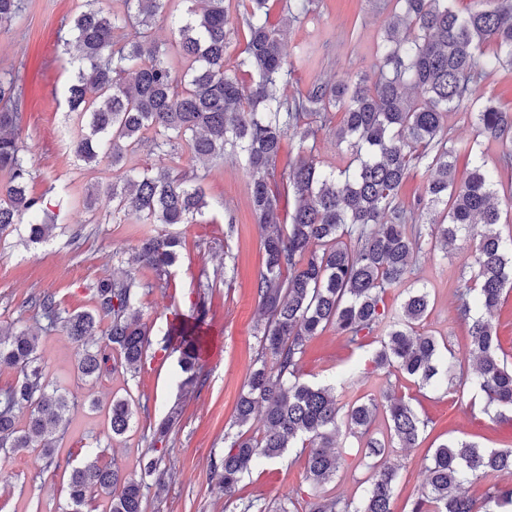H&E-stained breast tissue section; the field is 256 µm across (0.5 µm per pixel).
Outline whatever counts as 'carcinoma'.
Wrapping results in <instances>:
<instances>
[{
	"label": "carcinoma",
	"mask_w": 512,
	"mask_h": 512,
	"mask_svg": "<svg viewBox=\"0 0 512 512\" xmlns=\"http://www.w3.org/2000/svg\"><path fill=\"white\" fill-rule=\"evenodd\" d=\"M96 2L83 0L65 40L73 73L67 103L84 121L70 149L88 166L106 161L112 167V218L197 222L211 206L201 179L174 173L165 160L185 150L206 169L231 150L243 158L252 214L263 229L256 283L265 319L261 353L248 372L233 425L245 427L258 417L264 432L258 438L233 435L212 478L233 501L255 462L297 448L315 491L336 477V437L344 426L377 458L374 473L359 501L316 494L306 502L307 512H393L398 472L388 463V449L416 447L428 422L390 388L381 404L358 399L344 409L334 388L300 381L298 368L307 343L331 327L356 349L379 344L373 362L380 371L396 369L421 388L446 385L459 392L473 385L486 397V412L500 416L512 409V361L492 323L504 291L512 290V236L506 239L499 230L496 171L480 163L457 184L461 147L445 128L448 113L469 111L477 136L512 149V114L480 94L487 69H512V0H487V6L473 8L458 6V0H386L391 17L372 75L317 81L292 96L285 94L291 74L286 28L314 13L316 0H285L287 16L277 27L269 21V0H248L240 21L245 43L234 71L224 69L231 35L225 0H185L189 7L173 17L169 45L155 39L152 25L173 0H124L121 13ZM23 9V0H0V23L18 18ZM491 45L494 53L487 57ZM240 72L250 76V84ZM15 89V77L1 74L0 173L7 179L0 181V240L25 220L27 242L40 244L53 238L56 225L40 217V201L29 194L32 172L20 145ZM338 113L333 134L348 158L344 168L323 170L310 157L277 171L285 137L302 144L315 140ZM145 132L152 133L159 165L128 169L125 155L139 149ZM421 166L429 177L407 207L399 190ZM278 180L294 199L285 231L280 195L272 189ZM462 234L472 237L475 252L474 275L460 307L470 366L447 344L418 331L430 298L425 287L411 284L425 240L446 251ZM181 247L177 233L147 235L134 261L161 277L178 262ZM142 288L132 270L119 267L92 285L90 310L70 312L50 293L31 304L48 327L60 328L75 344L77 376L92 384L108 370L140 369L149 344L135 309ZM391 288L405 292L397 314L384 301ZM207 315L202 301L194 322L173 328L165 340L176 337L184 387L199 381V327ZM100 334L104 343L97 344ZM38 348L39 337L27 330L0 339V366L21 376L0 389V449L31 448L51 465L55 434L70 402L37 365ZM380 408L388 422L387 442L367 437ZM133 416L128 400H113L107 408L112 435L125 434ZM499 473L512 474L511 447L447 440L434 449L411 512H476L464 485ZM146 489L144 480L95 457L69 472L67 512H82L98 495L106 496V512H144ZM297 503L291 495L269 511L250 500L242 512H298ZM511 508L512 488H488L483 512Z\"/></svg>",
	"instance_id": "cac0c4a2"
}]
</instances>
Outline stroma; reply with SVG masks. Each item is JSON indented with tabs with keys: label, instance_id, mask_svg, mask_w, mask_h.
Returning a JSON list of instances; mask_svg holds the SVG:
<instances>
[{
	"label": "stroma",
	"instance_id": "35a3bbf8",
	"mask_svg": "<svg viewBox=\"0 0 512 512\" xmlns=\"http://www.w3.org/2000/svg\"><path fill=\"white\" fill-rule=\"evenodd\" d=\"M79 6L80 0H26L20 18L0 24V70L19 76L21 138L33 176L29 191L58 224L54 237L44 244L26 247L14 236L0 243V333L26 329L37 334L46 378L65 388L71 401L65 425L56 435L57 466H46L27 451L0 452V512H64L68 495L63 471L79 465L91 450L102 463H117L136 479L142 475L143 458L162 456L165 484L147 489L145 512H240L212 479L213 464L228 446L226 435L234 430L235 407L260 341L255 283L263 265L261 230L252 215L249 176L240 161L227 157L212 163L203 180L212 207L198 223L177 225L184 248L167 280H159L152 269H136L144 287L135 306L150 332L139 372L119 370L85 384L74 373L72 343L60 330H46L45 320L26 305L30 297L49 292L66 310L91 309L89 287L111 272L113 253L131 259L143 236L164 230L163 225L138 224L131 218L107 221L112 211L106 192L111 170L104 165L87 170L65 148L66 139L77 130V119L65 102L71 73L60 39L67 36ZM388 20L383 0H319L316 13L288 30L291 78L286 94L306 90L318 80L370 70ZM446 125L465 146L457 162V179H465L482 162L500 166L502 144L476 139L470 113H449ZM309 156L325 169L343 164L329 131L321 132L310 150L300 147L298 138L285 139L280 161L294 164ZM93 186L99 193L90 211L82 200ZM229 215L236 220L237 232L228 239L224 230ZM229 253L238 265L232 278L224 275ZM473 262L472 243L461 238L448 256L433 246L423 247L414 266L413 280L426 286L433 305L421 331L435 334L461 357L466 354L467 328L458 311V290L470 279ZM201 302L209 310L204 325L207 345L199 364L200 382L185 393L176 376L179 355L164 348L163 338L170 323L191 316ZM374 351L371 344L350 348L330 328L308 343L301 374L310 382L334 384L344 404L362 396L380 398L382 386L392 384L428 418L417 447L396 448L389 455L399 472L394 512H410L425 467L442 441L459 438L484 448L512 447V411L496 418L484 412L481 396L422 390L397 371L383 375L372 363ZM118 398L130 401L134 420L127 433L113 437L104 409ZM176 406L182 410L179 422L163 443L153 444L154 428ZM336 449L341 466L322 494L358 500L373 461L344 433L337 437ZM310 489L304 460L292 450L252 467L239 485V495L273 506Z\"/></svg>",
	"mask_w": 512,
	"mask_h": 512
}]
</instances>
